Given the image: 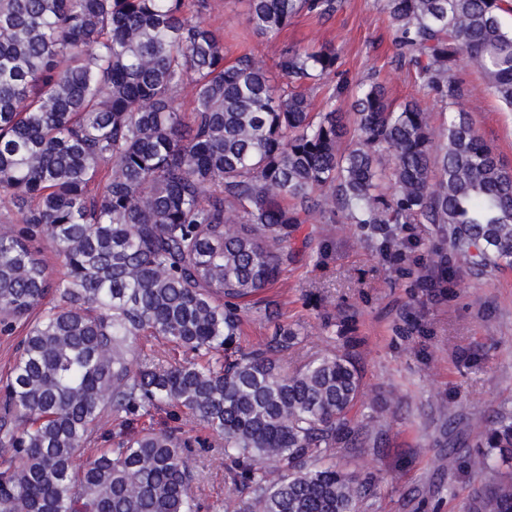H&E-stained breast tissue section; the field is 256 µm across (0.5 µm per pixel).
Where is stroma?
Masks as SVG:
<instances>
[{
    "instance_id": "35a3bbf8",
    "label": "stroma",
    "mask_w": 512,
    "mask_h": 512,
    "mask_svg": "<svg viewBox=\"0 0 512 512\" xmlns=\"http://www.w3.org/2000/svg\"><path fill=\"white\" fill-rule=\"evenodd\" d=\"M204 19L223 33L228 59L249 51L271 66L284 47L331 45L340 56L341 80L378 77L395 102L412 99L431 111L435 131L448 122L394 62L393 29L381 0H343L320 20L298 15L275 39L247 32L245 0H209ZM462 76L464 110L512 168V111L479 73L466 68ZM298 235L306 246L261 298L302 338L289 366L334 347L338 336L356 341L362 412L384 439L378 453L340 461L347 470L379 478L378 496L364 512H467L475 488L495 476L471 466L485 423L498 409H512V269L477 276L461 265L448 287L427 288L422 279L439 262L432 225H404L407 245L399 261L374 248L341 214L332 224L311 215ZM449 401L458 412L455 432L462 441L453 464L440 412ZM199 471L196 493L203 505L236 498L223 460L205 455Z\"/></svg>"
}]
</instances>
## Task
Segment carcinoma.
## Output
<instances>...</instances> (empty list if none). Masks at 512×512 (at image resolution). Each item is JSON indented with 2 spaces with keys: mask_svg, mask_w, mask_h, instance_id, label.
I'll return each instance as SVG.
<instances>
[{
  "mask_svg": "<svg viewBox=\"0 0 512 512\" xmlns=\"http://www.w3.org/2000/svg\"><path fill=\"white\" fill-rule=\"evenodd\" d=\"M276 36L341 0H247ZM207 0H0V334L24 338L0 383V512H200L206 441L135 428L173 408L219 438L236 512H362L378 478L336 465L377 451L359 420L349 343L289 370L301 344L257 296L316 211L342 213L383 250L432 224L477 275L512 267V169L461 107V62L512 109V0H383L394 61L448 112L398 107L377 80L334 84L333 47L227 61ZM327 89L313 111L311 91ZM191 90L193 108L180 98ZM352 113L336 108L344 93ZM47 239L53 257L39 246ZM269 338L239 345L251 321ZM186 357L154 362L155 344ZM118 423L109 448L105 426ZM478 469L512 459V409L483 434ZM469 512H512V475Z\"/></svg>",
  "mask_w": 512,
  "mask_h": 512,
  "instance_id": "obj_1",
  "label": "carcinoma"
}]
</instances>
